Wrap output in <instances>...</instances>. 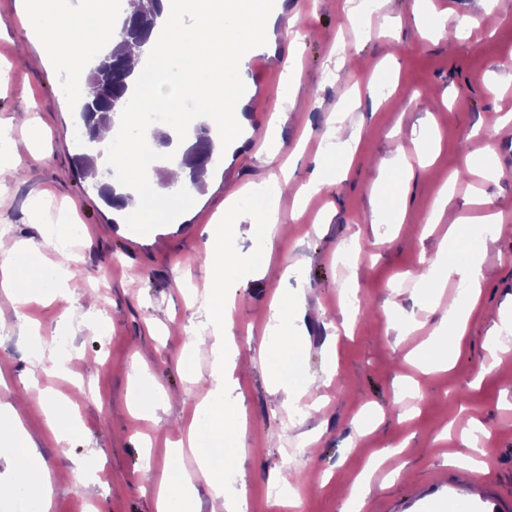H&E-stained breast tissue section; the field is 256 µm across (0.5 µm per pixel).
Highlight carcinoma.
I'll use <instances>...</instances> for the list:
<instances>
[{"mask_svg": "<svg viewBox=\"0 0 512 512\" xmlns=\"http://www.w3.org/2000/svg\"><path fill=\"white\" fill-rule=\"evenodd\" d=\"M159 0H140V8L126 16L116 36L112 52L106 55L87 75L89 86L88 99L81 108V117L87 137L85 152L77 156L80 168L87 169L95 165L100 151L95 144L99 142L98 128L114 125L117 107H130L128 98V78L131 57L146 43L154 29V17ZM193 159L185 158L182 163L191 167L190 182L200 187L201 176L212 161V140L209 129L200 126L196 129V142L191 147Z\"/></svg>", "mask_w": 512, "mask_h": 512, "instance_id": "cac0c4a2", "label": "carcinoma"}]
</instances>
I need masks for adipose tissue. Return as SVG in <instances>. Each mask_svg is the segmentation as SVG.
Masks as SVG:
<instances>
[{
  "instance_id": "1",
  "label": "adipose tissue",
  "mask_w": 512,
  "mask_h": 512,
  "mask_svg": "<svg viewBox=\"0 0 512 512\" xmlns=\"http://www.w3.org/2000/svg\"><path fill=\"white\" fill-rule=\"evenodd\" d=\"M155 18L154 36L144 47L141 58L133 64L131 85L137 102L136 109L124 112L123 123L133 125L140 112L158 110L178 119L170 134L175 144L193 140L195 128L207 124L221 130L224 139H232L238 131L241 98L238 93L239 75L249 54L259 48L276 16L269 0H159ZM38 33L53 52L56 66L63 71H82L108 53L119 30L112 12V0H97L95 9H87L82 0H37L31 14ZM358 134H351L339 142L336 150L316 154L313 169L305 182L304 193L321 189L331 175H345L347 165L355 152ZM112 133H101L103 150L91 177L96 181L117 176L128 188L143 181L140 143L126 145L121 153L111 149ZM249 223L251 236L262 254H270L278 236L281 222L275 204L251 211L234 202L224 207V227L214 231L206 242L211 263L210 285L203 297L202 308L216 328H228L234 309L227 300L226 289L243 273L264 275L269 266L237 254L233 237L238 224ZM431 265L437 271L434 278L424 280V294L443 287L449 275H457L468 287L466 304L450 303L446 317L449 335L462 336L481 288L478 267L468 260L465 251L456 245L453 236L457 226H450ZM72 228L65 223L50 226L42 243L16 241L0 236V288L7 294L21 298L37 292L42 277L34 267L20 264L23 256L38 255L42 247L70 238ZM299 297H280L271 306V316L280 324L277 341H261L252 346L253 357L266 360L278 356L280 363H288V348L299 342L303 333L296 323L295 310ZM227 375L224 368L211 373L210 396L202 407L203 420L192 425L191 446L202 439L221 436L235 441L244 432V421L239 409L224 401ZM13 445L16 454L11 461L13 484H1V491L9 488L29 491L36 499L40 512H52L55 478L40 458L37 445L25 429L17 410L9 404H0V443ZM194 474L165 471L154 483L156 512H183L187 508L196 483L205 484L214 497L223 499L226 512H246L245 490L227 494L223 473L211 466L204 455H196Z\"/></svg>"
}]
</instances>
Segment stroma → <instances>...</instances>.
<instances>
[{"label": "stroma", "instance_id": "35a3bbf8", "mask_svg": "<svg viewBox=\"0 0 512 512\" xmlns=\"http://www.w3.org/2000/svg\"><path fill=\"white\" fill-rule=\"evenodd\" d=\"M412 0H383L351 23L343 0H276L278 20L261 50L266 65H248L241 80L255 106H244L238 137L226 143L205 187L190 203L168 200L159 223L139 224V236L113 224L112 210L74 162L73 133L80 102L61 91L53 60L27 68L16 61L19 46L33 56L46 49L17 14L23 0H0V123L7 138L0 154L20 159L24 181L0 190V224L22 240H41L55 213L38 222L33 204L41 195L59 201L69 223L87 229L72 255L60 261L43 250L40 271L61 267L70 294L54 299L44 288L28 307L29 327L15 322L14 304L0 292V403H13L44 462L60 469L91 455L101 465L93 482L60 484L53 512H154L155 491L146 472H191L195 457L179 451L191 415L209 388L217 358L234 371L224 399L239 406L246 430L238 443L216 437L221 470L245 479L249 512H343L362 486L360 512H512V367L490 358L491 332L512 317V122L499 127V149L490 177L477 174L482 159L476 125L493 124L512 112V0H501L500 22L471 40H449L461 15L481 9L480 0H431L443 27L415 21ZM301 66L295 105L283 127V152L267 161L261 150L266 125L283 78L277 67L287 53ZM345 69H338L339 61ZM374 78L373 94L350 105L355 82ZM501 89L492 95L489 81ZM345 115V131L360 130L357 159L347 179L324 185L315 198L298 202V190L316 153L334 148L325 138L333 113ZM436 123L440 138L425 152L420 134ZM399 156L413 173L403 201V223L384 222L381 209L396 192L383 180L378 158ZM454 178L451 201L440 220L432 210L440 187ZM248 207L275 198L282 223L270 258L271 272L236 282L234 325L217 336L196 294L208 284L206 227L224 225L232 193ZM502 219L501 234L483 237L473 259L481 269L482 295L455 365L433 371L415 363V348L432 336L451 299L466 298L457 277L437 301L418 295L421 271L435 257L459 217L486 211ZM298 263L296 276L277 271ZM306 288L299 312L304 338L291 352L293 383L313 380L320 413L288 411L273 391L274 364H236L248 343L276 336L269 301L275 292ZM356 289L357 305L344 300ZM208 334L194 348L191 332ZM70 337L76 362L43 374L25 390L21 376L38 357H50L55 337ZM335 349L327 359V349ZM192 353L199 381L176 368ZM144 377L143 396L167 392L165 409L138 417L129 400V375ZM71 400L79 424L69 443L47 433L45 399ZM485 431V465L477 474L450 464L462 451L467 421ZM318 435L316 455L303 454L301 437ZM290 463L300 475L298 506L280 500L269 474Z\"/></svg>", "mask_w": 512, "mask_h": 512}]
</instances>
